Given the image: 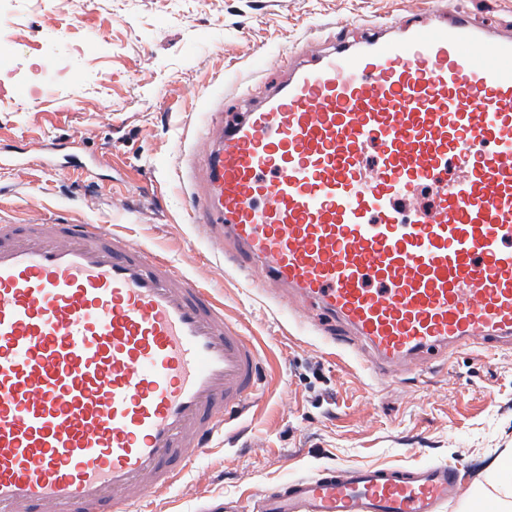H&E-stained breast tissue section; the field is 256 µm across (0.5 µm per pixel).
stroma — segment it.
I'll list each match as a JSON object with an SVG mask.
<instances>
[{
    "label": "stroma",
    "mask_w": 512,
    "mask_h": 512,
    "mask_svg": "<svg viewBox=\"0 0 512 512\" xmlns=\"http://www.w3.org/2000/svg\"><path fill=\"white\" fill-rule=\"evenodd\" d=\"M512 28V0H0V218L66 213L111 225L175 258L185 274L213 248L185 222L178 157L202 104L224 99L232 121L281 77L278 49L312 56L429 11ZM65 151L45 158L48 141ZM226 316L254 336L260 392L246 416L151 512H203L226 499L248 510L268 488L336 467L456 464L464 491L444 512L500 496L493 472L512 453V350L468 349L411 374L368 380L360 361L322 344L314 320L276 313L232 274L209 278Z\"/></svg>",
    "instance_id": "obj_1"
}]
</instances>
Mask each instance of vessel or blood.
I'll list each match as a JSON object with an SVG mask.
<instances>
[{
	"instance_id": "b4317fda",
	"label": "vessel or blood",
	"mask_w": 512,
	"mask_h": 512,
	"mask_svg": "<svg viewBox=\"0 0 512 512\" xmlns=\"http://www.w3.org/2000/svg\"><path fill=\"white\" fill-rule=\"evenodd\" d=\"M220 114L184 158L183 206L253 286L320 310L377 382L512 346L511 29L384 25ZM260 361L174 260L102 224L0 222V512H130L243 414ZM458 492L449 463L336 468L258 509L441 512Z\"/></svg>"
}]
</instances>
